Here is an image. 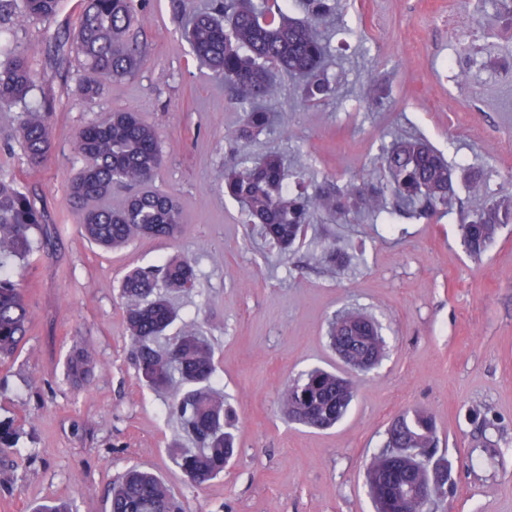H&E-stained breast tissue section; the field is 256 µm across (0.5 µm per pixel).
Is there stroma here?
<instances>
[{"label":"stroma","instance_id":"obj_1","mask_svg":"<svg viewBox=\"0 0 512 512\" xmlns=\"http://www.w3.org/2000/svg\"><path fill=\"white\" fill-rule=\"evenodd\" d=\"M208 2L181 0L177 12L172 0H136L148 59L93 101L79 90L71 5L48 23L0 21L5 37L36 49L32 98L50 102L53 129L51 157L35 170L18 144L0 141V178L16 179L51 228L48 253L18 271L29 331L0 366V417L21 428L10 467L0 468V512L55 501L109 512V487L130 466L153 470L186 512H374L366 467L391 420L408 409L437 424L449 473L439 512H512V225L471 258L460 226L483 199L461 181L449 215L320 216L284 256L224 193L233 158L280 152L288 184L311 191L373 170L384 145L412 134L456 172L480 169L490 192L512 195V20L491 13L474 23L475 0H340L325 26L336 98L309 107L282 93L269 104L279 126L233 154L224 136L243 114L182 35L184 18ZM379 82L387 94L380 109L371 104ZM117 110L140 113L158 132L165 164L154 186L180 201L185 232L177 241L142 238L103 251L81 233L68 195L83 165L76 136ZM332 244L350 254L348 266L323 262ZM176 252L194 260L199 280L175 300L177 326L200 327L214 346L224 399L236 412V456L198 488L176 465L182 441L161 398L137 382L119 296L129 270ZM347 309L380 324L384 359L334 428L286 421L279 393L288 377L314 366L343 371L327 330ZM77 348L94 360L82 388L65 370Z\"/></svg>","mask_w":512,"mask_h":512}]
</instances>
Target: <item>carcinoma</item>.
I'll return each mask as SVG.
<instances>
[{
    "instance_id": "cac0c4a2",
    "label": "carcinoma",
    "mask_w": 512,
    "mask_h": 512,
    "mask_svg": "<svg viewBox=\"0 0 512 512\" xmlns=\"http://www.w3.org/2000/svg\"><path fill=\"white\" fill-rule=\"evenodd\" d=\"M74 36L84 66L79 75L83 96H98L109 79L135 74L147 59L146 43L134 28V0H81ZM287 0H211L184 28L199 64L224 79L232 103L244 112L243 123L229 132L230 145L250 140L271 120L266 103L279 96L287 81L314 103L336 96V82L326 67L327 46L318 31L336 15V0H302L304 18L286 16ZM61 0H0V18L20 13L29 21L54 18ZM32 51L0 39V104L22 105L17 124L0 138L19 143L28 164L47 160L53 131L48 111L28 103L35 88ZM84 166L70 180L69 196L82 213L85 236L104 249H117L138 237L173 240L184 220L176 199L149 187L161 168L163 151L153 126L134 112H112L85 126L76 139ZM381 176L343 187L326 182L309 193L284 186L282 157L274 152L260 161L224 172V189L242 201L250 223L261 236L286 253L301 240L320 214L343 216L350 211L387 218L390 205L410 217L431 218L456 202L455 174L442 154L420 137L397 138L381 155ZM468 188L484 197L469 223L461 225L467 253L479 259L501 229L512 224V199L492 195L481 172L466 174ZM128 194L112 206V190ZM45 214L14 183L0 180V363L15 355L26 337L28 306L24 289L10 262H25L50 237ZM197 286L193 260L183 254L162 264L130 270L120 291L129 338V356L137 380L167 396L166 411L194 447L178 453L185 481L200 487L224 473L235 454L231 411L224 402L209 340L196 329L170 335L178 318L171 296ZM333 349L349 360L376 367L385 342L378 324L367 314L348 310L329 329ZM92 360L83 349L66 361L67 377L86 383ZM352 379L315 366L283 388L280 411L289 420L325 429L347 413L356 395ZM385 442L367 468L368 489L387 477L396 484L431 482L442 494L448 467L429 469V448L437 447L435 422L429 414L406 410L385 431ZM19 427L0 420V455L16 447ZM109 512H183L180 501L154 473L130 468L112 485Z\"/></svg>"
}]
</instances>
